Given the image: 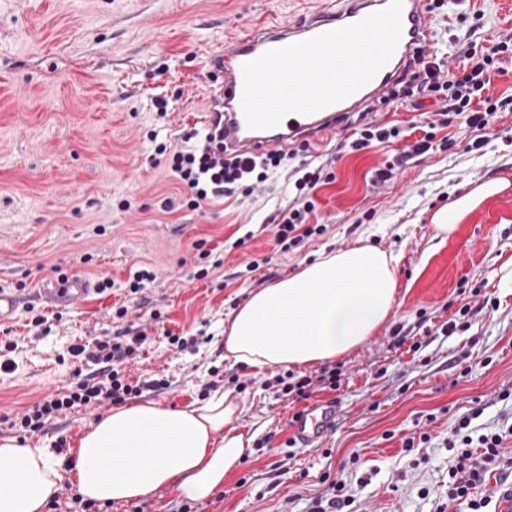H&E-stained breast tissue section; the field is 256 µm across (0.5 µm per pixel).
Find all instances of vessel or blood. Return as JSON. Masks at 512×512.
Returning a JSON list of instances; mask_svg holds the SVG:
<instances>
[{
	"label": "vessel or blood",
	"instance_id": "b4317fda",
	"mask_svg": "<svg viewBox=\"0 0 512 512\" xmlns=\"http://www.w3.org/2000/svg\"><path fill=\"white\" fill-rule=\"evenodd\" d=\"M390 0H347L341 11L313 13L296 25L271 24L233 37L213 51L207 66L212 85L207 92L208 120H219L224 147L237 153L262 155L288 146L307 142L316 146L327 143L344 116L359 111L383 96L398 80L417 47L429 42L430 16L428 0H403L402 36L389 62L364 87L341 102L310 115L291 114L272 129L254 130L247 126L241 107L243 65L268 50L312 38L321 33L353 24L385 9ZM91 291L89 283L79 277L43 289L40 297L52 306H71ZM337 410L326 406L309 410L293 421L294 439L300 445L313 444L328 433L336 422Z\"/></svg>",
	"mask_w": 512,
	"mask_h": 512
}]
</instances>
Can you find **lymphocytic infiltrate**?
Instances as JSON below:
<instances>
[{"instance_id":"lymphocytic-infiltrate-1","label":"lymphocytic infiltrate","mask_w":512,"mask_h":512,"mask_svg":"<svg viewBox=\"0 0 512 512\" xmlns=\"http://www.w3.org/2000/svg\"><path fill=\"white\" fill-rule=\"evenodd\" d=\"M474 34L475 29L470 26L465 33L452 35L450 53H418L408 79L390 91L389 100L407 99L417 107L422 100L431 98L438 102L440 110L437 119L427 122L423 137L414 140L394 163L376 171V184L391 180L395 168L427 153L433 145L453 148V140L436 139L437 128L455 120L464 123L475 132L472 149L479 150L487 144L481 131L487 127L490 117L502 110L512 111V96L496 99L490 93L493 77L512 79V38H503L492 48L482 49L474 41ZM452 58L459 61V71L449 70L448 61ZM156 151L169 153L170 170L187 190V206L193 210L238 193L250 196L271 174L290 167L296 200L270 218L275 242L285 252L312 235L306 219L315 208L314 191L318 185L334 179L328 164L308 162L307 144L286 153L274 150L253 157L232 155L225 153L223 144L206 125L183 128L176 148L170 150L161 144ZM145 340V333L140 332L123 342L106 336L96 338L90 346H71L72 357L98 365V376L78 379L67 393L44 397L22 415L0 416V425L36 433L42 429L44 417L51 414L77 405L105 402L114 405L125 401L128 395L140 392L141 387L127 382L123 362L136 355ZM471 421L470 415L460 416L448 439L449 448L456 451V460L448 469L451 512H483L496 497L498 485L512 476V456H506L502 449L503 433L490 432L472 438L468 432Z\"/></svg>"}]
</instances>
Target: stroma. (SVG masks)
<instances>
[{
	"mask_svg": "<svg viewBox=\"0 0 512 512\" xmlns=\"http://www.w3.org/2000/svg\"><path fill=\"white\" fill-rule=\"evenodd\" d=\"M326 4L0 0V290L21 299L14 322L0 326V337L17 344L11 367L0 368V414L65 393L76 370L92 373V364L69 358L71 345L145 332L126 374L169 386L144 387L141 401L183 408L215 384L238 406L235 426L253 438L222 497L197 503L198 512H309L334 481L353 498L349 512H436L447 501L453 420L475 412L477 436L512 426V288L500 285V268L512 259V111L492 116L479 152L466 151L465 126L438 130L455 147L415 158L382 187L372 176L404 140L341 153L327 145L319 156L335 178L315 190L307 219L325 230L289 252L267 222L295 197L287 171L252 196L192 210L181 206L184 189L166 164L153 162L157 143L177 145L184 127L202 123L209 53L269 18L296 24ZM461 12L482 13L480 44L512 32V0H451L432 18L436 42L456 33ZM160 99L166 112L156 108ZM491 180L507 186L448 239L438 237L434 213ZM247 232L251 240L235 247ZM199 241L220 262L203 280L193 277ZM365 244L399 255L398 301L367 342L333 360L338 390L292 404L272 387L275 370L226 357L224 322L251 292L319 252ZM255 259L260 268L248 271ZM136 265L157 279L131 297L125 284ZM57 266L114 286L70 308L49 307L36 290ZM123 303L130 311L116 318ZM36 313L45 326L32 325ZM172 333L206 339L181 351L170 345ZM330 403L338 407L332 431L306 448L291 444L294 414ZM109 411H64L27 442L75 447Z\"/></svg>",
	"mask_w": 512,
	"mask_h": 512,
	"instance_id": "stroma-1",
	"label": "stroma"
}]
</instances>
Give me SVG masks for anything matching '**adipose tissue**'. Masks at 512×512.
Returning a JSON list of instances; mask_svg holds the SVG:
<instances>
[{"mask_svg":"<svg viewBox=\"0 0 512 512\" xmlns=\"http://www.w3.org/2000/svg\"><path fill=\"white\" fill-rule=\"evenodd\" d=\"M504 187L488 182L458 197L434 215L436 232H455ZM397 265L396 256L371 245L320 254L233 310L224 322L227 355L259 370L345 355L391 318ZM237 411L224 391L184 409L155 402L112 409L71 451L79 494L100 503L125 502L168 486L191 500H207L251 447V437L234 424ZM61 469L51 449L0 439V512H42L58 490Z\"/></svg>","mask_w":512,"mask_h":512,"instance_id":"obj_1","label":"adipose tissue"}]
</instances>
